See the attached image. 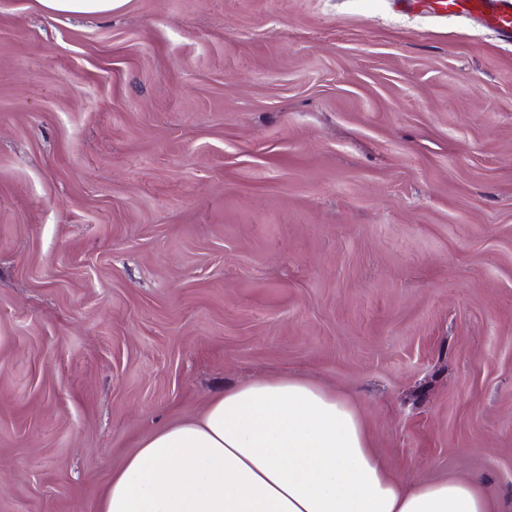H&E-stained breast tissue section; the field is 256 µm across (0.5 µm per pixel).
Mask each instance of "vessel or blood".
<instances>
[{
  "mask_svg": "<svg viewBox=\"0 0 512 512\" xmlns=\"http://www.w3.org/2000/svg\"><path fill=\"white\" fill-rule=\"evenodd\" d=\"M394 4L407 14L473 20L512 41V0H394Z\"/></svg>",
  "mask_w": 512,
  "mask_h": 512,
  "instance_id": "b4317fda",
  "label": "vessel or blood"
}]
</instances>
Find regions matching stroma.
<instances>
[{
	"label": "stroma",
	"mask_w": 512,
	"mask_h": 512,
	"mask_svg": "<svg viewBox=\"0 0 512 512\" xmlns=\"http://www.w3.org/2000/svg\"><path fill=\"white\" fill-rule=\"evenodd\" d=\"M272 373L512 512V43L389 0H0V512H96ZM50 14L108 15L122 0H38Z\"/></svg>",
	"instance_id": "1"
}]
</instances>
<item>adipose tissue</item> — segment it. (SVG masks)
Wrapping results in <instances>:
<instances>
[{
    "instance_id": "obj_1",
    "label": "adipose tissue",
    "mask_w": 512,
    "mask_h": 512,
    "mask_svg": "<svg viewBox=\"0 0 512 512\" xmlns=\"http://www.w3.org/2000/svg\"><path fill=\"white\" fill-rule=\"evenodd\" d=\"M493 509L473 481L391 475L350 397L289 374L225 387L200 418L156 429L98 495V512Z\"/></svg>"
}]
</instances>
